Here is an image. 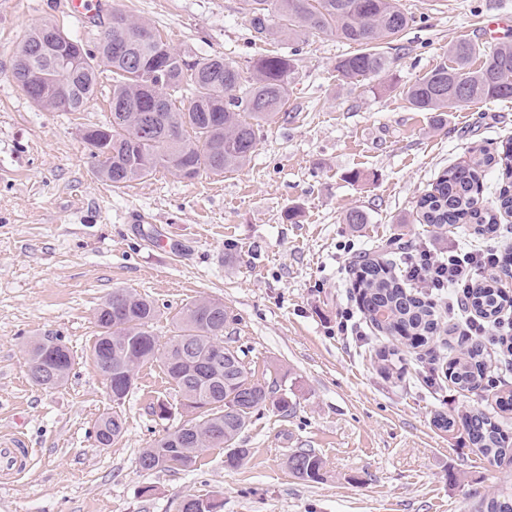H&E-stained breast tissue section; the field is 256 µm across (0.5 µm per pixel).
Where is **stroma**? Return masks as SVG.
<instances>
[{
    "label": "stroma",
    "mask_w": 512,
    "mask_h": 512,
    "mask_svg": "<svg viewBox=\"0 0 512 512\" xmlns=\"http://www.w3.org/2000/svg\"><path fill=\"white\" fill-rule=\"evenodd\" d=\"M411 19L392 76L352 91L333 68L351 45L309 32L294 47L299 67L288 112L269 120L248 165L183 180L166 169L123 189L93 171L81 133L109 117L112 81L102 74L81 112L38 109L11 71L25 32L50 21L95 48L108 14L87 23L52 0H0V437L33 453L25 473L0 481V512H178L191 496H219L221 512H475L512 493V463L471 448L461 430L437 428L478 407L512 434V369L499 354L493 391L461 392L448 361L460 350L442 330L431 356L400 347V374L382 372L390 338L356 313L346 272L352 256L394 238L446 247L462 234L416 223L419 197L448 168L512 138V99L485 100L436 116L409 107L406 85L445 61L462 39L512 41V0H400ZM112 9L155 27L194 59L224 56L246 68L292 45L256 39L241 0H112ZM363 224L345 223L350 208ZM154 302L153 330L171 335L196 300L220 301L227 330L256 379L287 389L290 416L260 411L241 437L236 467L223 449L184 470L145 471L138 457L185 415L159 361L114 403L89 354L95 312L113 289ZM353 311L352 334L336 319ZM59 337L74 357L68 382L46 391L29 377L26 347ZM173 407L157 414L158 403ZM115 412L125 432L97 447L94 425ZM312 448L320 479L288 469L292 450Z\"/></svg>",
    "instance_id": "35a3bbf8"
}]
</instances>
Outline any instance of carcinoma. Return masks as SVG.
<instances>
[{
    "label": "carcinoma",
    "instance_id": "obj_1",
    "mask_svg": "<svg viewBox=\"0 0 512 512\" xmlns=\"http://www.w3.org/2000/svg\"><path fill=\"white\" fill-rule=\"evenodd\" d=\"M251 30L260 36L297 39L312 31L331 33L357 46L336 59L337 77L352 89L389 77L398 56L388 45L408 27L411 18L399 0H242ZM278 19L279 26L273 25ZM297 49L257 58L243 75L220 56L193 60L175 52L145 23L115 13L103 40L91 50L52 22L31 28L17 53L13 76L29 98L49 112L57 104L42 96L44 81L66 88L70 111L81 112L98 88L102 70L111 73L110 118L104 132L84 139L97 160L96 175L122 188L151 176L158 166L192 180L201 173L221 175L242 169L255 151L261 127L286 111L288 84L296 68ZM411 108L450 112L490 100L512 99V41L490 51L470 39L448 47V60L412 82L405 90ZM503 169L496 197L498 210L512 213V139L497 156L486 154L449 168L419 201V221L444 229L467 224L476 237L497 236L496 215L482 205L485 168ZM391 258L361 255L349 261L360 312L380 333L416 348L428 345L440 330L434 301L404 288ZM132 301L112 312L101 306L100 328L90 348L91 359L107 386L134 389L137 369L162 361L180 404L191 407L184 434L169 432L143 449L144 470H178L192 466L210 448L225 450L224 463L239 466L249 449L238 438L259 411L271 407L283 414L293 410L288 393L253 379L244 352L217 339L214 325L227 328L233 319L225 308L206 312L195 302L176 322L173 334L160 342L151 330L157 311L151 301L130 293ZM503 299L496 278L480 277L465 297V308L488 321L495 319ZM197 345L194 356L212 363L210 373L189 374L185 343ZM219 347H214V344ZM29 364L47 363L52 377L32 382L55 389L68 380L74 359L58 337L34 341L27 349ZM490 354L484 340L465 338L460 355L448 362V379L462 391L483 385ZM437 426L462 425L470 444L487 459L512 461V437L476 407L461 422L439 417ZM124 420L116 413L101 415L94 426L95 442L105 448L122 436ZM288 469L298 479L319 478L323 461L312 448H297L288 456ZM477 512H512V494L482 500Z\"/></svg>",
    "mask_w": 512,
    "mask_h": 512
}]
</instances>
